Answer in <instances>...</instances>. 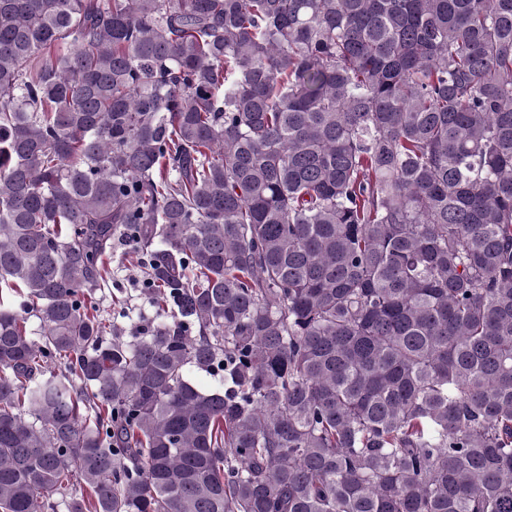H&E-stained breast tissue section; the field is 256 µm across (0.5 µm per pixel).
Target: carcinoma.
I'll return each instance as SVG.
<instances>
[{
    "instance_id": "obj_1",
    "label": "carcinoma",
    "mask_w": 512,
    "mask_h": 512,
    "mask_svg": "<svg viewBox=\"0 0 512 512\" xmlns=\"http://www.w3.org/2000/svg\"><path fill=\"white\" fill-rule=\"evenodd\" d=\"M5 288L0 512H512V0H0ZM128 251L125 242L115 241L112 257L106 260L112 275L109 288L98 291L100 314L114 322L115 335L125 340L140 336L142 328L165 319L149 303L144 293L145 270L127 255Z\"/></svg>"
}]
</instances>
